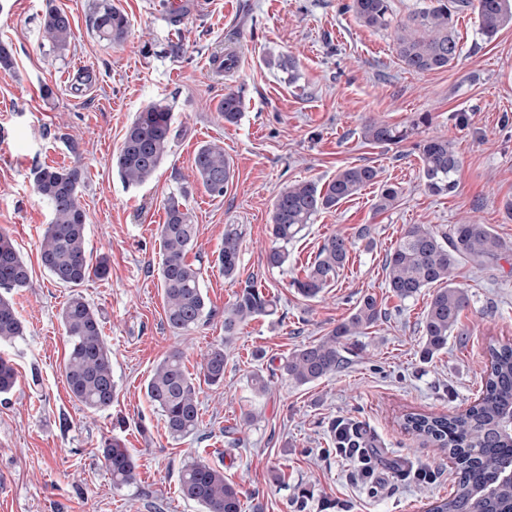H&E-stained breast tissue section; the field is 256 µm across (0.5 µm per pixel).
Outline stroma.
Here are the masks:
<instances>
[{"label":"stroma","mask_w":512,"mask_h":512,"mask_svg":"<svg viewBox=\"0 0 512 512\" xmlns=\"http://www.w3.org/2000/svg\"><path fill=\"white\" fill-rule=\"evenodd\" d=\"M114 2L130 23L120 46L93 29L95 0H57L76 34L59 57L38 38L42 0H0V42L10 44L14 62L0 69V231L32 271L28 287L9 293L24 334L0 345L18 380L0 401V512H200L179 492L182 468L199 459L242 488L245 512H426L452 492L456 471L447 451L404 429L405 414L468 408L483 386L488 345L512 343V216L503 207L512 199V24L487 40L475 14H461L459 59L418 74L402 68L391 31L360 25L342 11L344 0H182L177 23L156 0ZM175 44L182 53L172 52ZM288 56L296 61L293 83L278 66ZM219 57L232 58L234 70L215 73ZM46 86L52 97H44ZM229 88L244 104L235 125L217 112ZM162 98L178 135L151 181L126 185L112 156L137 113ZM423 112L432 122L420 136H446L459 154L457 188L447 195L427 190L411 142L374 145L360 137L366 119L403 126ZM209 142L223 146L234 177L219 198L190 185L198 235L187 259L202 268L214 317L177 336L165 320L158 226L166 197ZM77 163L86 171L87 249L106 254L110 265L107 277L79 289L98 310L112 350L116 396L98 412L67 387L60 313L72 290L44 270L38 251L51 210L34 190L33 171ZM349 165L376 167L382 181L398 186L395 207L376 210L377 189L365 187L307 225L284 268H267L277 194L298 180L326 182ZM467 219L490 225L509 249L495 264L460 266L456 282L469 304L447 349L426 362L421 320L432 292L399 300L386 285L385 259L407 225L445 232ZM229 224L243 231L241 277L273 295L277 310L240 326L223 384L198 389V434L176 441L145 385L171 349L183 351L195 375L202 353L223 340L234 288L214 261ZM338 232L353 242L348 264L318 298H303L292 279ZM366 294L385 316L352 338L342 372L302 387L276 376L289 353L345 321ZM257 371L272 378L260 398L249 387ZM252 408L260 421L241 428ZM342 420L359 422L376 444L370 482L357 481L353 464L330 452L331 427ZM234 429L237 448L229 445ZM114 438L136 463L134 482L120 489L101 456ZM419 468L438 471V480H415ZM275 469L285 485L272 481ZM301 488L308 492L302 504Z\"/></svg>","instance_id":"stroma-1"}]
</instances>
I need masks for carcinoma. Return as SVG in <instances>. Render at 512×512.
I'll list each match as a JSON object with an SVG mask.
<instances>
[{
	"label": "carcinoma",
	"instance_id": "cac0c4a2",
	"mask_svg": "<svg viewBox=\"0 0 512 512\" xmlns=\"http://www.w3.org/2000/svg\"><path fill=\"white\" fill-rule=\"evenodd\" d=\"M342 9L367 28L393 30L399 60L406 70L419 74L445 69L458 60V14L472 11L477 17L478 33L487 40L512 23V0H430L428 6L411 12L403 21L395 20L391 0H349ZM92 27L99 38L116 46L122 45L129 33L128 18L112 0H97ZM40 36L42 45L59 56L75 39L69 16L56 0H44ZM242 106L241 96L231 90L224 94L217 111L224 122L234 125L241 119ZM430 123L427 112L403 128L370 119L362 125L361 137L369 144H398ZM176 135L171 107L158 100L139 112L127 127L121 147L112 156V166L125 184L143 185L155 176ZM414 149L420 161L419 175L427 189L434 195L455 191L460 159L453 141L443 136L426 137L414 143ZM192 174L213 197L224 196L233 180L224 148L215 143L198 148ZM85 178L84 168L77 164L39 166L33 178L36 192L52 211L51 222L40 240L41 264L53 280L70 288L109 273L106 255H99L93 263L87 254V216L79 199ZM376 183L379 184V172L375 167L353 165L338 170L324 184L298 181L285 187L270 213L271 243L264 255L267 267L280 269L288 263V245L319 213ZM399 194V188L380 184L376 210L393 208ZM186 198L184 187L168 196L164 202L166 219L158 225L162 252L158 271L165 318L176 334L194 330L213 317L202 288L201 268L187 260L198 228L193 224ZM241 239L238 226L227 225L217 255L220 272L236 291L232 303L224 309V341L201 354L200 374L205 383L213 386L224 382L226 348L239 326L273 313L274 300L254 280L240 279ZM350 246L349 237L342 233L326 238L315 260L304 269L303 276L291 281V286L305 298L317 297L336 281L348 261ZM505 251L504 241L486 224H454L447 232L430 224L407 225L387 254L386 283L401 300L413 299L426 288L433 289L421 321L424 359L448 348V338L457 330L461 313L469 304L467 291L455 284L460 262L483 266L499 259ZM29 283L26 262L9 235L0 232V287L25 288ZM381 316L377 298L364 295L344 322L320 339L289 353L280 364L281 375L299 387L341 372L348 363L347 341L364 333ZM61 323L70 343L65 380L72 397L93 411L112 406L116 394L112 351L102 335L98 311L81 294L74 293L62 309ZM23 332L11 299L0 295V344L14 341ZM16 382L12 364L1 357L0 397L9 395ZM145 393L151 405L160 411L172 439L180 440L198 431L197 389L181 351H170L156 365ZM511 418L510 344L489 346L485 388L468 409L454 415H406L404 429L447 449L458 470L453 493L437 500L427 512H512V426L508 424ZM341 445L367 448L369 441L356 425ZM102 458L113 487L121 488L133 480L135 460L120 440L106 443ZM180 493L197 503L201 512H244L242 492L224 478L223 471L206 462H195L182 469Z\"/></svg>",
	"mask_w": 512,
	"mask_h": 512
}]
</instances>
